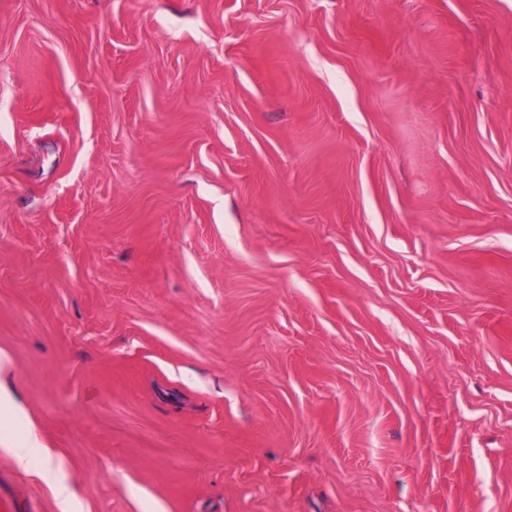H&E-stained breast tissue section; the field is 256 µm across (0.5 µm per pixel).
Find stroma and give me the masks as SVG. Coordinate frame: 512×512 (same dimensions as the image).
Wrapping results in <instances>:
<instances>
[{
  "label": "stroma",
  "mask_w": 512,
  "mask_h": 512,
  "mask_svg": "<svg viewBox=\"0 0 512 512\" xmlns=\"http://www.w3.org/2000/svg\"><path fill=\"white\" fill-rule=\"evenodd\" d=\"M0 354L28 512H512V0H0Z\"/></svg>",
  "instance_id": "stroma-1"
}]
</instances>
